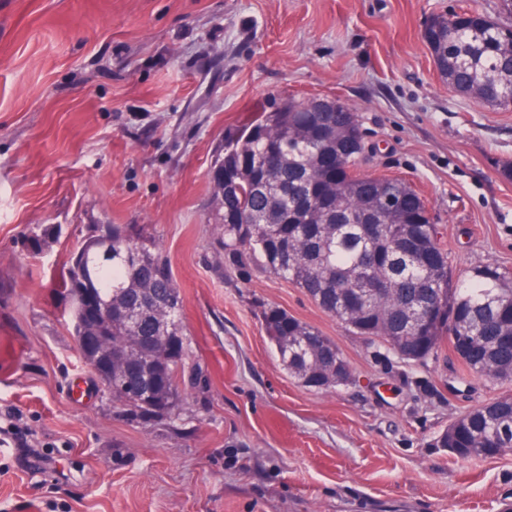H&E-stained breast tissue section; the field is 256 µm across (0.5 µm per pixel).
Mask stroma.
Here are the masks:
<instances>
[{"mask_svg": "<svg viewBox=\"0 0 512 512\" xmlns=\"http://www.w3.org/2000/svg\"><path fill=\"white\" fill-rule=\"evenodd\" d=\"M501 0H0V417L64 475L0 454V512H512V453L458 459L435 437L512 382H458L373 357L362 337L264 269L226 268L209 168L227 128L273 96L354 108L357 171L409 180L454 279L512 269V109L439 76L423 30ZM98 224H130L170 263L188 373L178 418L115 405L77 348L65 262ZM53 234L40 253L24 243ZM270 306L319 330L354 380L304 387L264 326ZM94 391L73 401V376Z\"/></svg>", "mask_w": 512, "mask_h": 512, "instance_id": "1", "label": "stroma"}]
</instances>
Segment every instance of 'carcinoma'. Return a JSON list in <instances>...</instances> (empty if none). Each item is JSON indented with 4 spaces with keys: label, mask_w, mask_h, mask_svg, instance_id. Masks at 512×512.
I'll list each match as a JSON object with an SVG mask.
<instances>
[{
    "label": "carcinoma",
    "mask_w": 512,
    "mask_h": 512,
    "mask_svg": "<svg viewBox=\"0 0 512 512\" xmlns=\"http://www.w3.org/2000/svg\"><path fill=\"white\" fill-rule=\"evenodd\" d=\"M441 78L462 94L490 85L486 104L512 107V25L460 9L430 19L424 35ZM365 143L348 106L314 112L282 98L229 129L209 175L216 243L224 264L243 277L255 267L288 280L374 348L375 357L427 364L445 342L469 373L492 384L512 380V271L491 263L453 282L429 209L404 179L356 172ZM236 185L224 202V177ZM112 233V257L100 234ZM383 289L360 294L366 283ZM61 287L71 301L73 335L110 336L112 347L85 354L112 400L141 419L174 415L189 345L183 300L167 260L128 224H99L70 256ZM452 302V321L420 328V305L438 295ZM112 306V319L89 318ZM265 330L288 372L308 388L336 387V366L349 367L328 337L279 307L263 313ZM386 353H381L380 348ZM459 433L460 447L482 457L512 445V397L471 408L437 437Z\"/></svg>",
    "instance_id": "carcinoma-1"
}]
</instances>
